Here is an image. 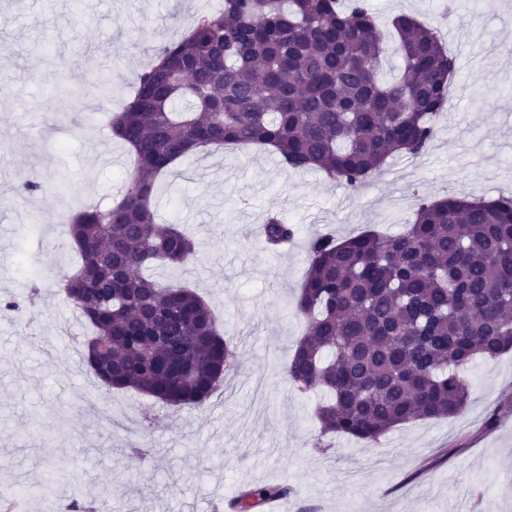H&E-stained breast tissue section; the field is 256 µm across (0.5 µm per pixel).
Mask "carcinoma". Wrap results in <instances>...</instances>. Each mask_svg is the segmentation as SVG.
<instances>
[{"instance_id": "carcinoma-1", "label": "carcinoma", "mask_w": 512, "mask_h": 512, "mask_svg": "<svg viewBox=\"0 0 512 512\" xmlns=\"http://www.w3.org/2000/svg\"><path fill=\"white\" fill-rule=\"evenodd\" d=\"M391 27L392 47L368 0H224L159 49L110 120L137 160L122 199L69 218L80 264L60 288L94 330L83 359L103 386L199 409L236 361L194 290L144 274L198 256L178 225L157 222L156 180L176 160L272 145L286 167L355 189L393 155L428 150L456 60L413 16ZM262 236L277 252L295 227L270 214ZM294 309L305 331L287 378L330 395L315 410L320 437L376 442L461 413L464 370L512 350V196L423 199L399 234L314 237ZM291 491L249 489L237 505L255 512Z\"/></svg>"}]
</instances>
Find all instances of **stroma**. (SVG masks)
<instances>
[{"instance_id":"1","label":"stroma","mask_w":512,"mask_h":512,"mask_svg":"<svg viewBox=\"0 0 512 512\" xmlns=\"http://www.w3.org/2000/svg\"><path fill=\"white\" fill-rule=\"evenodd\" d=\"M222 2L0 0V298L40 289L33 308L0 307V483L32 489L49 473L70 475L27 497L24 512L85 499L112 512H226L241 492L281 482L293 489L287 512H512V351L464 371L460 414L375 443L321 445L322 393L295 390L285 372L304 330L293 304L311 238L402 232L421 196L512 194V0H371L380 20L413 15L452 53L454 33H469L484 55L458 58L428 152L394 159L358 189L255 147L173 164L159 221L181 225L199 256L160 275L209 303L236 364L203 409L94 386L73 345L91 330L58 288L78 261L63 218L123 188L134 156L109 114L130 101L158 46ZM33 178L43 191L20 193ZM271 212L297 228L288 251L240 234ZM145 446L146 460L128 456Z\"/></svg>"}]
</instances>
